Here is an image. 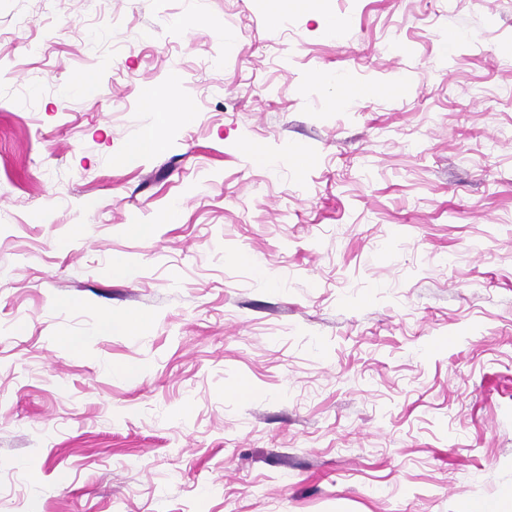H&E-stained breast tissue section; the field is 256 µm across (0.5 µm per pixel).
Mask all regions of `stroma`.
<instances>
[{
  "instance_id": "stroma-1",
  "label": "stroma",
  "mask_w": 512,
  "mask_h": 512,
  "mask_svg": "<svg viewBox=\"0 0 512 512\" xmlns=\"http://www.w3.org/2000/svg\"><path fill=\"white\" fill-rule=\"evenodd\" d=\"M465 501L512 512V0H0V512ZM160 146L157 132L154 128H145L129 145L128 158L132 161L155 152Z\"/></svg>"
}]
</instances>
